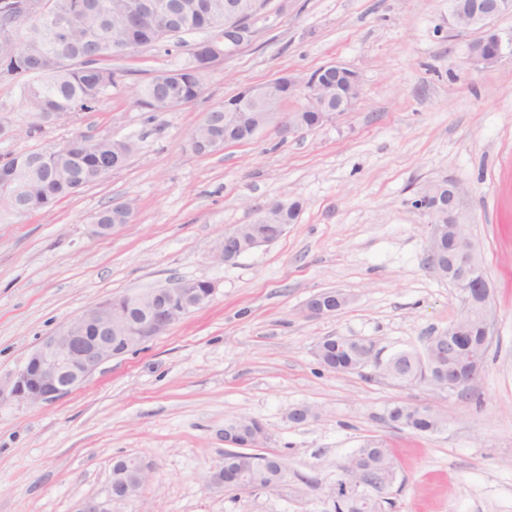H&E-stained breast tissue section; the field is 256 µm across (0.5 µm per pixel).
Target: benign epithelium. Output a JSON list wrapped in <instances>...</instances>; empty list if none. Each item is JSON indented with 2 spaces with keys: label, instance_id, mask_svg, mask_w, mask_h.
I'll return each instance as SVG.
<instances>
[{
  "label": "benign epithelium",
  "instance_id": "1",
  "mask_svg": "<svg viewBox=\"0 0 512 512\" xmlns=\"http://www.w3.org/2000/svg\"><path fill=\"white\" fill-rule=\"evenodd\" d=\"M266 0H224V35L211 36L198 43L193 52L205 57L206 65L201 72L217 60L237 55L251 41L253 25L266 16ZM129 8L157 18L166 31L175 30L180 24L181 6L165 4L161 0H133ZM505 14H512V0H452L448 5V22L461 29L477 30L480 36L469 45V58L483 66L493 65L503 54L512 55V34L504 38L490 28L491 22ZM346 77L355 89L360 82L355 71L342 64L326 65L304 79L279 77L259 85L243 89L241 102L248 104L246 112H259L263 120L255 130L275 123L283 135H294L303 130L294 114L283 112L289 98L301 94L321 112L326 123L345 114L357 98L355 94H342L337 90L333 77ZM434 209L448 214V224L427 225L426 262L429 268L442 273L437 255V237L448 234L452 245L448 249V284L457 292L461 307L458 317L467 314L468 306L479 303L483 307L486 322L484 340L476 357L478 369L494 342L496 312L492 304L491 283L478 247L469 230L461 224L462 198L457 183L448 180V194L436 197ZM267 244L256 236L243 242L237 233L224 234L219 259L236 260L251 250ZM188 287L182 280L170 281L146 292L129 294L119 309L112 299L93 303L80 314L66 322L59 331L41 340L29 355L25 364L9 380L10 395L19 402L38 404L52 402L79 389L104 363L140 346L148 339L164 333L182 315L168 309V299ZM318 294L311 295L303 305V312L311 318H321L334 313L317 303ZM114 469L124 479L110 484L104 499L85 497L78 501L74 512H113L112 505L127 504L137 497L130 487H143L148 481L150 465L139 466L138 471L127 474L126 460L115 463ZM211 488L220 492L239 491L240 479L236 472L217 475Z\"/></svg>",
  "mask_w": 512,
  "mask_h": 512
}]
</instances>
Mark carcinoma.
Masks as SVG:
<instances>
[{
  "label": "carcinoma",
  "mask_w": 512,
  "mask_h": 512,
  "mask_svg": "<svg viewBox=\"0 0 512 512\" xmlns=\"http://www.w3.org/2000/svg\"><path fill=\"white\" fill-rule=\"evenodd\" d=\"M83 0H53L54 11L67 18L68 40L61 47L47 43L50 32L48 22L28 13L19 14L14 22H0V73L8 70L13 81L20 76L27 77L21 86V96L30 112L43 122L50 123L73 112H90L97 102L117 84V70L112 60L119 56L116 49L134 39L143 47L152 46L162 40L149 15L134 16L124 8L127 0H93L98 5L94 11H84ZM186 14L184 33L224 23V0H208L209 10L196 14V0H184ZM90 54L93 59L84 64L74 61L75 57ZM202 91L200 74L192 66L176 71L173 84L157 86L149 81L137 87L133 93L138 105L153 112H163L187 103ZM238 107V100L230 99L224 105L207 113L192 129L194 140L190 141L197 154L213 151L209 141L224 143L225 116ZM135 150L131 140L114 141L109 137L96 140V147L85 148L81 141L72 139L56 148H35L8 158L0 164V218L26 213L48 212L60 200L74 194L77 183L93 170L104 157L130 156ZM132 207L124 204L98 213L96 224H126ZM299 215V204L289 202L288 209L265 220L260 214L253 223L241 224L239 229L244 238L253 233L278 240L282 228L293 223ZM314 355L326 369L336 372H351L364 369L371 363L374 354L362 347L358 339L338 337L333 343H317ZM424 353L402 350L386 360L383 371L387 376L402 384H413L421 379V358ZM443 427L439 414L426 416L417 406L404 405L403 424L414 433L425 435L427 428ZM361 459L364 473L371 480L384 483L393 480L391 476V449L375 439L365 440L353 451ZM236 467L244 476L253 478L263 485H277L278 471H287L283 456L275 453H249L226 451L224 461L218 469ZM336 484L339 494L334 512H384L383 499L365 500L352 491L344 490L351 484L344 467H338Z\"/></svg>",
  "instance_id": "1"
}]
</instances>
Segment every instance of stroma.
<instances>
[{"label":"stroma","mask_w":512,"mask_h":512,"mask_svg":"<svg viewBox=\"0 0 512 512\" xmlns=\"http://www.w3.org/2000/svg\"><path fill=\"white\" fill-rule=\"evenodd\" d=\"M252 42L205 73L194 100L164 112L134 86L191 59L183 45L134 49L113 62L117 84L94 111L30 125L19 82L0 83V160L76 136L131 140L120 169L47 213L0 220V378L88 305L172 278L215 286L212 301L134 353L103 364L81 389L47 404L0 398V512H73L106 498L117 458L153 471L117 512H325L322 487L368 438L391 448L397 477L387 512H512V56L468 59L473 30L448 23V0H270ZM338 63L361 91L335 122L199 155L191 129L241 89ZM453 178L487 274L496 336L484 373L460 397L402 385L381 369H324L328 336L373 339L382 357L422 349L459 313L456 291L426 263L427 185ZM277 199L297 220L272 244L225 264V231ZM132 203L130 223L92 232L100 211ZM350 302L302 312L314 293ZM432 407L446 426L417 435L384 422L387 404ZM305 404L316 419L289 421ZM268 432L288 474L274 491L213 492L224 422Z\"/></svg>","instance_id":"1"}]
</instances>
